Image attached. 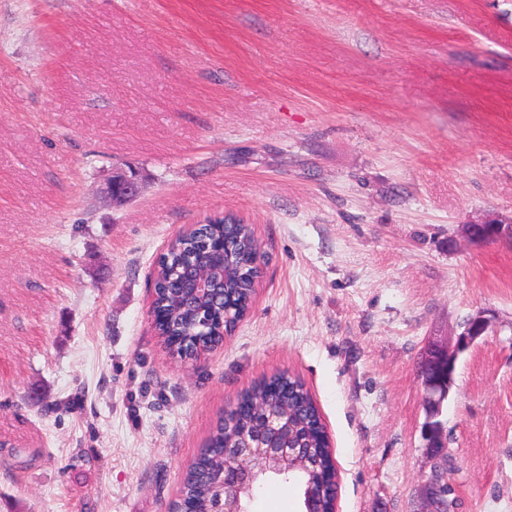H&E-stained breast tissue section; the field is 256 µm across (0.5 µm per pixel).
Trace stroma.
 <instances>
[{
    "instance_id": "obj_1",
    "label": "stroma",
    "mask_w": 512,
    "mask_h": 512,
    "mask_svg": "<svg viewBox=\"0 0 512 512\" xmlns=\"http://www.w3.org/2000/svg\"><path fill=\"white\" fill-rule=\"evenodd\" d=\"M146 182L112 206L113 169ZM233 215L248 316L180 360L149 318L169 240ZM512 0H0V512H168L255 383L311 392L336 512H512ZM458 360L445 456L420 365ZM245 512H304L266 473ZM469 235L479 241H512L511 224H470ZM491 327V321L482 313H476L469 317L462 324V331L458 334L454 345L447 343H436L426 353L422 368V384L425 389V406L427 422L434 424L437 428L436 435L427 441V448L434 452L436 442H440L443 448L446 447L444 426L438 418L442 414L444 402L448 399L454 385L456 364L459 355L475 344L484 336ZM434 368L435 373H431ZM442 448V450H443Z\"/></svg>"
}]
</instances>
